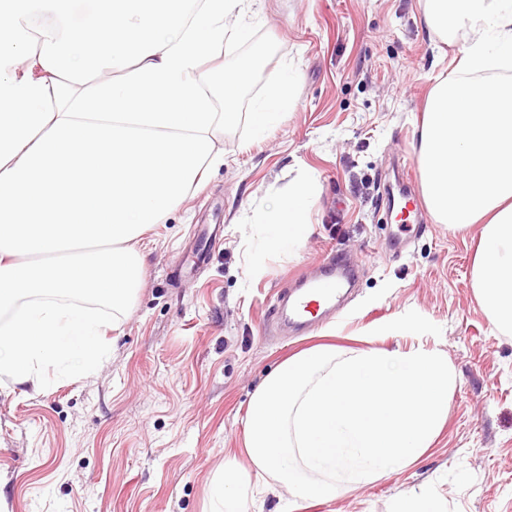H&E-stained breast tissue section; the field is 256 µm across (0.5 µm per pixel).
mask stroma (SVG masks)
<instances>
[{
	"label": "stroma",
	"mask_w": 512,
	"mask_h": 512,
	"mask_svg": "<svg viewBox=\"0 0 512 512\" xmlns=\"http://www.w3.org/2000/svg\"><path fill=\"white\" fill-rule=\"evenodd\" d=\"M423 0H259L251 38L224 48L237 70L264 55L237 102L243 117L218 146L224 162L140 239L126 317L88 374L45 371L38 384L0 381V512H210V485L245 460L251 397L288 357L318 345L441 352L455 372L431 448L334 500L297 501L279 483L246 512H393L434 496L443 512H512V333L470 286L480 225L455 232L424 213L394 220L390 187L418 167L426 98L453 72L457 45L422 23ZM292 103L260 136L249 112L275 79ZM317 183L300 240L272 243L257 201L297 175ZM220 224L198 256L194 225ZM343 252L358 282L312 331L273 317L300 275Z\"/></svg>",
	"instance_id": "1"
}]
</instances>
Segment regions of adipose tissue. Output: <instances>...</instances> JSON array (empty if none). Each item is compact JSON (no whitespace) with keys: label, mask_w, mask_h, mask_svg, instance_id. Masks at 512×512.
<instances>
[{"label":"adipose tissue","mask_w":512,"mask_h":512,"mask_svg":"<svg viewBox=\"0 0 512 512\" xmlns=\"http://www.w3.org/2000/svg\"><path fill=\"white\" fill-rule=\"evenodd\" d=\"M0 0V376L89 371L119 328L140 270L134 243L222 163L218 134L237 124L239 77L204 66L243 42L256 0ZM431 30L459 38L460 76L434 86L420 134L428 210L458 230L481 227L471 286L512 331V0H424ZM291 103L273 83L251 114L255 133ZM313 188L294 178L262 224L297 238ZM110 305L111 319L93 303Z\"/></svg>","instance_id":"ef3b65f1"}]
</instances>
